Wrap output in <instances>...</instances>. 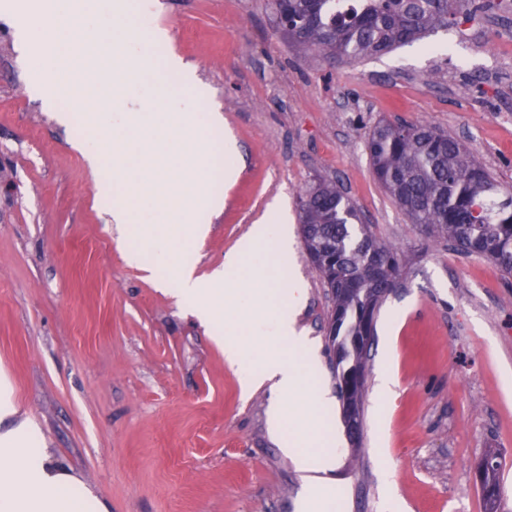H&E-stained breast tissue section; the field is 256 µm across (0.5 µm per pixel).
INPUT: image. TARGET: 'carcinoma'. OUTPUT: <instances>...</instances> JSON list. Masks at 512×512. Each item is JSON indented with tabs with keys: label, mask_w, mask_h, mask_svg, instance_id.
Segmentation results:
<instances>
[{
	"label": "carcinoma",
	"mask_w": 512,
	"mask_h": 512,
	"mask_svg": "<svg viewBox=\"0 0 512 512\" xmlns=\"http://www.w3.org/2000/svg\"><path fill=\"white\" fill-rule=\"evenodd\" d=\"M268 0L276 29L298 45L340 62L388 53L431 33L469 22L502 0ZM377 180L414 224L467 256L485 258L512 275V193L454 136L423 124L379 123L366 141ZM301 231L309 258L333 296L329 349L336 382L366 371L360 342L375 335L378 309L399 283L402 260L362 223L333 184L319 182L300 197ZM364 388L342 401L344 421L363 423ZM501 464L481 478L495 508Z\"/></svg>",
	"instance_id": "cac0c4a2"
}]
</instances>
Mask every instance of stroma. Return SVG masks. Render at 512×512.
<instances>
[{"label": "stroma", "instance_id": "obj_1", "mask_svg": "<svg viewBox=\"0 0 512 512\" xmlns=\"http://www.w3.org/2000/svg\"><path fill=\"white\" fill-rule=\"evenodd\" d=\"M166 30L168 53L208 89L187 136L213 167L232 133L244 158L234 183L221 172L197 188L224 209H196L209 225L197 251L204 275L262 221L288 214L292 253L276 281L243 280L257 292L299 278L306 300L298 331L316 344L319 386L335 392L326 323L333 302L305 249L298 195L336 182L373 234L403 261L399 285L376 318L367 361L363 433L351 442L340 405L321 410L309 385L280 400L285 413L336 427V466L309 472L270 428L268 388L242 390L208 330L155 276L127 263L152 260L146 239L118 244L95 199L79 141H111L94 121L95 74L70 72L57 110L44 107L37 54L21 51L18 21L0 12V367L26 420L104 503L107 512H299L315 488L331 512H487L474 479L498 455L512 484V277L413 224L374 177L364 141L380 120L426 124L457 136L512 190V19L493 11L471 24L352 63H329L284 39L267 0H137L127 28ZM135 95L163 109L192 91L175 75H140ZM88 115L64 125L57 111ZM222 128L207 124L212 111ZM397 385L376 387L382 367Z\"/></svg>", "mask_w": 512, "mask_h": 512}]
</instances>
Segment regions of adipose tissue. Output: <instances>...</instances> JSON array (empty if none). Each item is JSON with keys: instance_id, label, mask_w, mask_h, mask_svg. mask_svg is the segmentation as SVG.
Segmentation results:
<instances>
[{"instance_id": "1", "label": "adipose tissue", "mask_w": 512, "mask_h": 512, "mask_svg": "<svg viewBox=\"0 0 512 512\" xmlns=\"http://www.w3.org/2000/svg\"><path fill=\"white\" fill-rule=\"evenodd\" d=\"M289 452L301 469L334 468L333 433L294 421ZM0 512H106L99 497L62 462L54 460L38 430L21 422L0 435Z\"/></svg>"}]
</instances>
